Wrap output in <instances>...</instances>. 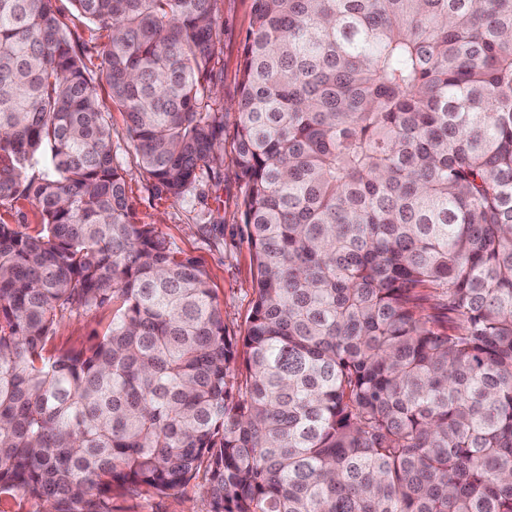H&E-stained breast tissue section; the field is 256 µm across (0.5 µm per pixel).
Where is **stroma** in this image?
I'll list each match as a JSON object with an SVG mask.
<instances>
[{
	"instance_id": "obj_1",
	"label": "stroma",
	"mask_w": 512,
	"mask_h": 512,
	"mask_svg": "<svg viewBox=\"0 0 512 512\" xmlns=\"http://www.w3.org/2000/svg\"><path fill=\"white\" fill-rule=\"evenodd\" d=\"M62 22L85 46L84 63L98 84L100 94L108 87L103 73L102 46L95 26L76 18L69 0H58ZM253 0H224V155L235 152L234 130L237 111L241 53L252 18ZM112 141L115 161L129 171L126 193L139 221L156 225L184 255L196 258L209 275L215 300L224 317L228 335H243L255 298L252 250L241 222V184L232 171H225L222 183L204 178L182 197L155 192L137 172L138 157L128 135L123 112L112 113ZM220 224L224 235L213 239L210 225ZM111 314L100 311L74 314L59 319L53 344L66 348L102 333ZM112 512H209V500L202 484L190 481L164 495L124 491L112 497Z\"/></svg>"
}]
</instances>
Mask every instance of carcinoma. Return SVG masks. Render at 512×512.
Returning <instances> with one entry per match:
<instances>
[{"label": "carcinoma", "mask_w": 512, "mask_h": 512, "mask_svg": "<svg viewBox=\"0 0 512 512\" xmlns=\"http://www.w3.org/2000/svg\"><path fill=\"white\" fill-rule=\"evenodd\" d=\"M56 2L0 0V203L40 216L0 222V497L112 512L200 478L209 512H512V0H253L227 161L221 0H70L140 176L235 170L239 337L138 221ZM0 222L13 224L23 231H31L38 224V214L27 200L5 201L0 204ZM110 319V311L66 315L57 322L53 345L56 348H67L86 342L95 333L101 335Z\"/></svg>", "instance_id": "cac0c4a2"}]
</instances>
